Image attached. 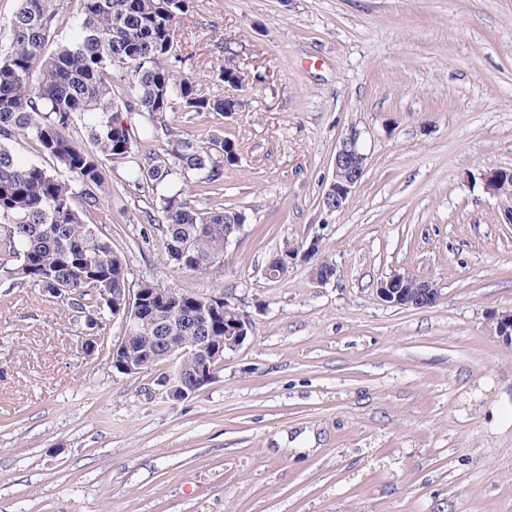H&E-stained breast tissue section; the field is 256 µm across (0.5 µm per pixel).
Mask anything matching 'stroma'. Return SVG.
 Here are the masks:
<instances>
[{
	"label": "stroma",
	"instance_id": "1",
	"mask_svg": "<svg viewBox=\"0 0 512 512\" xmlns=\"http://www.w3.org/2000/svg\"><path fill=\"white\" fill-rule=\"evenodd\" d=\"M174 39L203 93L243 78L240 111L170 122L236 143L220 201L248 222L222 270L177 271L121 160L91 221L130 282L224 294L253 332L170 400L163 367L117 373L65 301L0 279V512H512V346L486 326L512 308V224L481 181L512 169V0H188ZM353 126L368 165L331 212ZM313 239L334 279H267ZM396 270L439 302L380 301ZM319 251V240H311L307 246L301 242L300 244H284L281 254L272 258L266 267L265 274L272 279L285 277L283 269L290 267L298 261H308L314 258ZM288 261V264H287ZM284 275V276H283Z\"/></svg>",
	"mask_w": 512,
	"mask_h": 512
}]
</instances>
